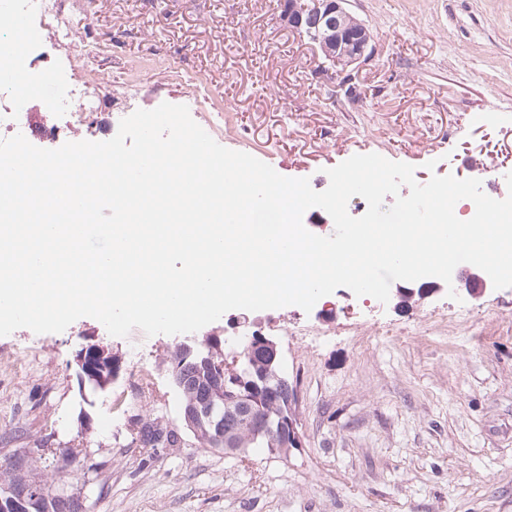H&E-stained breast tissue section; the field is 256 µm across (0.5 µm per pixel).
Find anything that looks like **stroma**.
Listing matches in <instances>:
<instances>
[{
  "label": "stroma",
  "instance_id": "stroma-1",
  "mask_svg": "<svg viewBox=\"0 0 512 512\" xmlns=\"http://www.w3.org/2000/svg\"><path fill=\"white\" fill-rule=\"evenodd\" d=\"M78 71L102 112L198 100L224 115L221 146L280 175L329 185L327 169L376 153L432 176L476 178L501 200L512 172V0H346L372 57L340 90L280 19L277 0H83ZM279 345L297 391L301 450L227 455L184 428L169 359L180 335H110L82 317L60 333L0 336V488L40 448L43 484L84 512H512V288L462 301L388 303L337 289L311 311L234 309L204 326L237 356L233 320ZM315 326L317 336H295ZM98 344L121 371L81 388L76 355ZM178 431L135 440L136 419ZM138 422L140 423L141 426L137 431V436L139 438V442L143 445V447L167 448L175 447L177 445L178 437L176 433L173 430H167V427H164L158 421H143L142 419H140ZM163 430L166 431V435L162 443H159L158 438L162 435Z\"/></svg>",
  "mask_w": 512,
  "mask_h": 512
}]
</instances>
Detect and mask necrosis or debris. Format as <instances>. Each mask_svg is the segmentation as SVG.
Returning <instances> with one entry per match:
<instances>
[{
	"label": "necrosis or debris",
	"mask_w": 512,
	"mask_h": 512,
	"mask_svg": "<svg viewBox=\"0 0 512 512\" xmlns=\"http://www.w3.org/2000/svg\"><path fill=\"white\" fill-rule=\"evenodd\" d=\"M81 0H0V140L16 134L37 136L46 146L92 139L100 130L99 99L90 84L73 76L71 57L48 66L43 39L71 49L81 37L74 24ZM22 75L27 86L46 89V123L32 132L29 94L6 78Z\"/></svg>",
	"instance_id": "necrosis-or-debris-1"
}]
</instances>
